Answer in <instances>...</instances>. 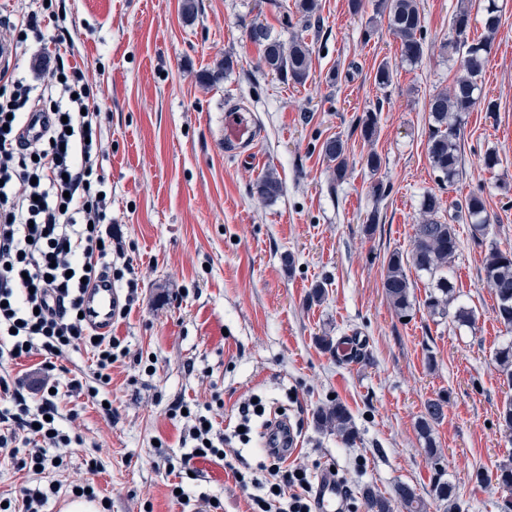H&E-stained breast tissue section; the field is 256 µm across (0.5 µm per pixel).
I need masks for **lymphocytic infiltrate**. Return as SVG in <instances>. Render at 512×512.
Wrapping results in <instances>:
<instances>
[{
    "mask_svg": "<svg viewBox=\"0 0 512 512\" xmlns=\"http://www.w3.org/2000/svg\"><path fill=\"white\" fill-rule=\"evenodd\" d=\"M49 11L45 0H16L11 25L12 45L40 34ZM54 52L48 62V82L41 90L0 69V365L40 354L43 362L34 376L8 379L0 373V393L11 406L0 408V449L16 458L20 469L50 472L53 449L81 444L79 434L66 430L58 411L60 394L50 380L58 361L79 346L92 348L96 357L95 384L83 385L74 374L71 389H88L98 396L111 380L110 370L127 349L114 336L95 337L81 318L88 283L121 263L127 294L122 312H130L137 298L139 276L125 258L122 246L102 230L111 223L112 190L100 172L104 153L101 114L92 106V88L73 50L61 35H53ZM40 125L36 137H27L26 125ZM59 310H52L51 300ZM39 392L29 405L27 391ZM211 404L176 402L173 416H186L184 435L189 452L182 466L194 459L222 462L225 472L249 490L251 512H312L305 492V468H286L278 450L264 451L258 478L246 469L232 440L249 443L246 432L252 417L262 410L252 399L238 405L241 433L231 437L213 427Z\"/></svg>",
    "mask_w": 512,
    "mask_h": 512,
    "instance_id": "f902f5d3",
    "label": "lymphocytic infiltrate"
}]
</instances>
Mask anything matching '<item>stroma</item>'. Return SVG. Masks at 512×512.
<instances>
[{"instance_id":"35a3bbf8","label":"stroma","mask_w":512,"mask_h":512,"mask_svg":"<svg viewBox=\"0 0 512 512\" xmlns=\"http://www.w3.org/2000/svg\"><path fill=\"white\" fill-rule=\"evenodd\" d=\"M317 2L306 26L285 23L273 0H195L190 16L184 0H56L106 115L112 239L140 276L139 299L112 333L142 362L113 364L100 391L112 402L108 413L57 373L61 412H77L84 443L47 474L64 489L44 512H63L71 486L85 480L111 500V512H195L213 499L220 512H250L221 464L194 477L173 471L186 422L171 419L170 406L216 396L222 405L212 416L223 428L238 423V404L249 396L268 410L287 408L299 434L289 463L313 479L335 469L350 491L344 512H367L359 495L365 484L389 498L400 483L427 496L435 466L416 421L427 401L447 397L433 436L459 512H512V493L476 479L512 463V432L499 420L512 388L494 359L512 333L497 321L482 273L489 246L512 251V0H497L501 24L479 79L483 103L466 116L463 173L450 185L433 173L426 143L428 102L459 70L446 48L458 0H418L425 51L414 63L402 60L386 21H373L374 0H362L356 15L349 0ZM259 23L281 40L298 35L311 44L304 84L260 67V48L247 36ZM227 57L234 66L221 81H200ZM385 61L393 80L382 88L374 75ZM489 102L494 111L486 110ZM231 105L253 115L259 165L224 146ZM374 108L378 128L368 142L356 124ZM336 136L346 144L340 181L323 153ZM372 153L381 159L375 172L366 166ZM491 153L499 158L492 169L484 163ZM270 170L283 192L265 204L252 187ZM379 182L382 197L373 192ZM429 191L446 204L481 194L493 218L480 242L469 224L455 225L460 251L450 278L457 305L475 314L470 326L429 314L424 273H409V319L396 316L384 293L387 258L410 253ZM318 283L323 302H308ZM325 334L352 337L361 359L346 363L324 350L318 338ZM333 398L353 416L355 445L314 423ZM93 458L99 465L91 473ZM176 481L187 503L171 498Z\"/></svg>"}]
</instances>
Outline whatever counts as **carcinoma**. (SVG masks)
<instances>
[{
  "instance_id": "obj_1",
  "label": "carcinoma",
  "mask_w": 512,
  "mask_h": 512,
  "mask_svg": "<svg viewBox=\"0 0 512 512\" xmlns=\"http://www.w3.org/2000/svg\"><path fill=\"white\" fill-rule=\"evenodd\" d=\"M473 0H460L452 22V38L448 49L458 56L459 74L451 86L434 94L428 104L430 123L427 139V155L433 172L442 181L453 183L461 174L460 134L464 116L479 104L478 77L491 52L500 25L497 0H482L485 35L475 41L469 40L468 29ZM296 12L304 25H310L318 9L317 0H296ZM375 11L387 16L388 27L400 41L402 59L417 61L424 52V29L417 0H376ZM251 41L261 47V64L266 70L279 75L283 80L303 84L310 75L311 48L300 36H293L283 42L272 35L263 25H256L248 31ZM378 116L370 110L359 119L361 135L372 139L377 131ZM324 156L333 163L336 179L344 178L347 168L346 148L342 139L328 140L323 148ZM254 194L265 202L275 201L282 192V183L272 171L265 173L253 186ZM449 208L450 222L440 220L441 198L433 193L423 197L421 220L415 225L413 246L409 256L399 251L392 252L387 260L383 288L387 301L396 315L403 319L410 316L413 308L412 282L407 274L411 266L418 272L428 274L435 284L424 301V306L433 315L446 316L456 301L454 286L447 273L458 256V237L452 222L459 219L471 224L473 237L483 236L492 217L487 212L483 198L470 194L464 201L452 203ZM484 278L495 294L496 320L512 329V252L490 247L483 259ZM500 375L512 385V341L503 345L495 354ZM445 399L429 400L424 405L417 428L425 441L426 454L438 462L441 450L436 448L432 436L433 425L443 417ZM318 427L339 437L344 443L352 444L357 439V429L349 410L339 401L320 407L315 416ZM360 495L368 512H394L391 499L378 493L372 486L360 489ZM430 495L444 512L457 507L456 488L446 481L436 482ZM395 498L403 512H428V503L415 490L400 483L395 488Z\"/></svg>"
}]
</instances>
